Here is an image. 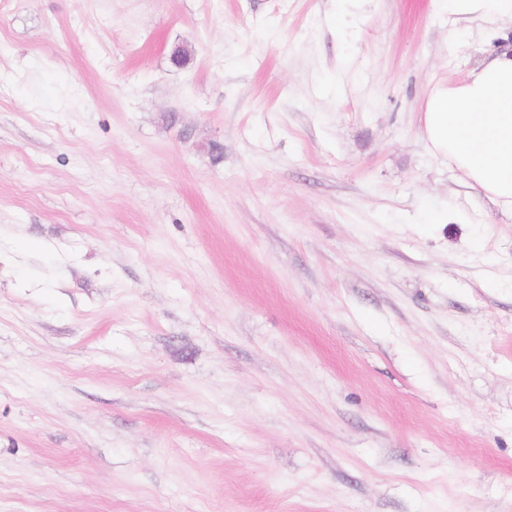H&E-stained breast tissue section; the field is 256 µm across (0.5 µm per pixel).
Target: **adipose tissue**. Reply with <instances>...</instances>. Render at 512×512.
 Masks as SVG:
<instances>
[{
  "label": "adipose tissue",
  "mask_w": 512,
  "mask_h": 512,
  "mask_svg": "<svg viewBox=\"0 0 512 512\" xmlns=\"http://www.w3.org/2000/svg\"><path fill=\"white\" fill-rule=\"evenodd\" d=\"M453 21L498 41L462 79L430 86L418 135L440 162L457 169L512 214V0H441Z\"/></svg>",
  "instance_id": "ef3b65f1"
}]
</instances>
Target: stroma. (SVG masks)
I'll return each instance as SVG.
<instances>
[{
    "mask_svg": "<svg viewBox=\"0 0 512 512\" xmlns=\"http://www.w3.org/2000/svg\"><path fill=\"white\" fill-rule=\"evenodd\" d=\"M491 46L0 0V512H512V215L417 135Z\"/></svg>",
    "mask_w": 512,
    "mask_h": 512,
    "instance_id": "obj_1",
    "label": "stroma"
}]
</instances>
